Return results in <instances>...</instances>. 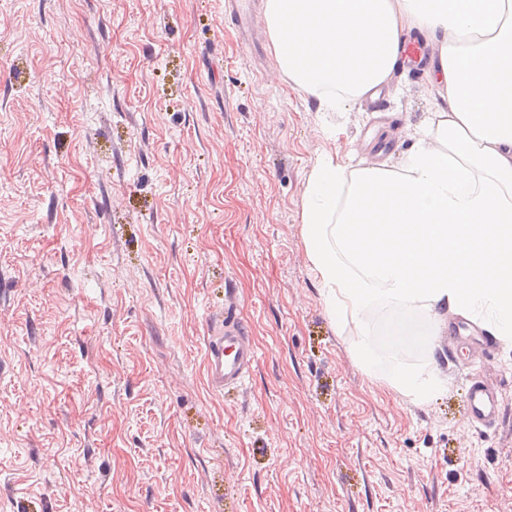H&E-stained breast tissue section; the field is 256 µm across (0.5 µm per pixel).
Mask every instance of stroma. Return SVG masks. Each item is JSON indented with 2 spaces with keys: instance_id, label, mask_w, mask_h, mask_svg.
I'll return each mask as SVG.
<instances>
[{
  "instance_id": "obj_1",
  "label": "stroma",
  "mask_w": 512,
  "mask_h": 512,
  "mask_svg": "<svg viewBox=\"0 0 512 512\" xmlns=\"http://www.w3.org/2000/svg\"><path fill=\"white\" fill-rule=\"evenodd\" d=\"M435 89L316 111L224 0H0V512H512V342L420 404L369 376L301 235L319 155L394 164ZM257 364L208 387L226 295ZM503 416L476 428L474 376Z\"/></svg>"
}]
</instances>
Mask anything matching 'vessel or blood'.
I'll list each match as a JSON object with an SVG mask.
<instances>
[{"label": "vessel or blood", "instance_id": "obj_1", "mask_svg": "<svg viewBox=\"0 0 512 512\" xmlns=\"http://www.w3.org/2000/svg\"><path fill=\"white\" fill-rule=\"evenodd\" d=\"M224 12L239 28L253 19L250 0H226ZM208 334L205 353L208 386L220 392L242 386L258 360L256 346L244 323L230 311L221 322L209 323ZM467 402L472 418L481 424H494L500 417V401L494 387L485 380L473 382L468 390Z\"/></svg>", "mask_w": 512, "mask_h": 512}]
</instances>
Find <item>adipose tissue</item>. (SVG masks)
Masks as SVG:
<instances>
[{"mask_svg": "<svg viewBox=\"0 0 512 512\" xmlns=\"http://www.w3.org/2000/svg\"><path fill=\"white\" fill-rule=\"evenodd\" d=\"M277 61L321 112L373 97L405 69L407 38L437 43L433 106L401 160L311 165L301 234L330 319L354 325L365 371L425 403L430 365L376 353L366 315L386 310L395 348L434 354L444 313L512 339V0H266Z\"/></svg>", "mask_w": 512, "mask_h": 512, "instance_id": "ef3b65f1", "label": "adipose tissue"}]
</instances>
